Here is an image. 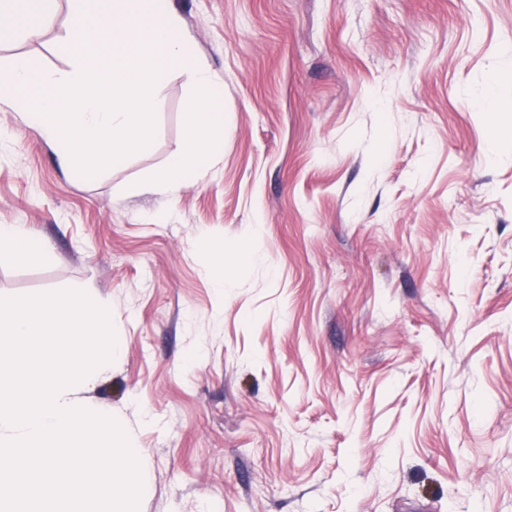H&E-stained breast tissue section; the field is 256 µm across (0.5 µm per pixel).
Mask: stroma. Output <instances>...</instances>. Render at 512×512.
<instances>
[{"mask_svg": "<svg viewBox=\"0 0 512 512\" xmlns=\"http://www.w3.org/2000/svg\"><path fill=\"white\" fill-rule=\"evenodd\" d=\"M173 2L224 85L223 150L175 196L150 178L181 72L93 180L0 102V225L57 256L0 267V298L109 308L76 398L139 448L138 512H512V100L487 109L512 0ZM71 27L61 0L0 63L67 69Z\"/></svg>", "mask_w": 512, "mask_h": 512, "instance_id": "obj_1", "label": "stroma"}]
</instances>
